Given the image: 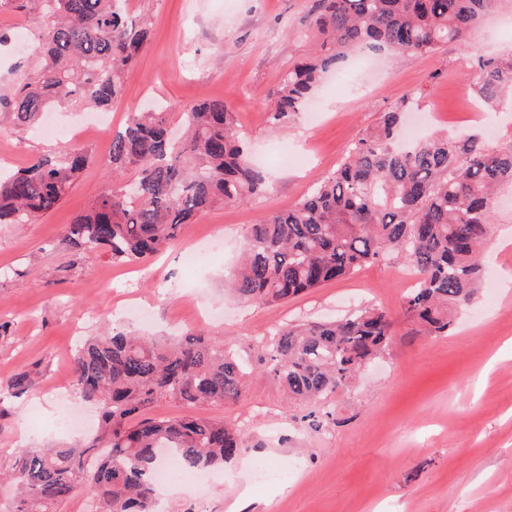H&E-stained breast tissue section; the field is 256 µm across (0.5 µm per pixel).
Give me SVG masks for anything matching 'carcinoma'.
<instances>
[{
    "label": "carcinoma",
    "mask_w": 512,
    "mask_h": 512,
    "mask_svg": "<svg viewBox=\"0 0 512 512\" xmlns=\"http://www.w3.org/2000/svg\"><path fill=\"white\" fill-rule=\"evenodd\" d=\"M497 0H316L311 53L284 73L270 94L268 124L288 123L325 74L352 49L386 48L400 57L467 46L470 31ZM36 12L43 30L36 64L0 105L16 125L32 126L58 102L105 110L122 96L148 32L125 0H0ZM474 91L485 105L512 93V56L476 59ZM408 98L380 113L315 191L295 207L249 226L243 257L230 279L234 295L262 305L286 302L344 279L389 254L413 268L418 282L405 314L434 336H446L453 314L474 299L478 252L490 236L494 188L512 183V149L475 138L436 136L397 143ZM170 113L140 112L112 135L113 179L91 207L65 227L76 247L112 261H145L176 244L184 225L215 203L242 204L264 191L263 173L247 160L234 113L202 99L179 112L184 133L169 136ZM90 154L77 147L42 156L0 177V224H29L53 211ZM136 178L122 179L126 169ZM393 322L378 308L341 320L281 328L259 360L295 400L347 388L390 345ZM247 364L206 332L178 337L112 331L76 350L73 386L103 407L100 435L86 447L20 448L8 479L13 512H58L82 485L96 512H153L159 451L198 470L222 467L244 440L222 420L201 416L134 421L156 401L187 406L235 403Z\"/></svg>",
    "instance_id": "1"
}]
</instances>
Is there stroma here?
<instances>
[{
	"label": "stroma",
	"mask_w": 512,
	"mask_h": 512,
	"mask_svg": "<svg viewBox=\"0 0 512 512\" xmlns=\"http://www.w3.org/2000/svg\"><path fill=\"white\" fill-rule=\"evenodd\" d=\"M313 0H129L131 16L147 24L149 43L124 80L112 119L125 124L147 102L168 112L208 98L224 101L248 138L252 160L269 186L243 205L216 204L186 225L182 239L215 244L210 262L194 271L180 248L153 259L113 263L107 255L75 250L64 227L92 204L112 166V140L88 130L80 146L93 160L57 209L25 226L0 224V381L27 375L28 387L0 415V469L14 449L52 448L92 439L98 405L70 380L81 340L114 327L141 334L208 331L227 348L249 353L256 340L285 323L346 316L379 307L394 321L389 349L346 390L310 403L289 402L261 362L245 395L231 404L198 407L203 416L239 429L245 451L197 486L181 480L159 491L157 512H229L241 492L247 512H512V186L493 200L494 223L479 260L484 278L474 302L445 336H424L403 314V280L414 279L401 260L386 257L349 278L331 281L276 306L243 303L224 291L249 225L300 203L349 148L401 98L415 100L407 122L423 120L422 134L475 135L512 149V97L485 121L452 126L462 111L474 55L512 52V0H501L470 35L468 49L448 44L425 55L353 53L340 67L364 92L328 77L316 90L317 120L306 113L273 129L267 96L309 49ZM43 22L11 7L0 9V96L25 69ZM41 125L16 127L0 108V155L11 169L72 145ZM80 414L75 433L58 428L60 400ZM262 457L292 466L285 484L253 482Z\"/></svg>",
	"instance_id": "35a3bbf8"
}]
</instances>
